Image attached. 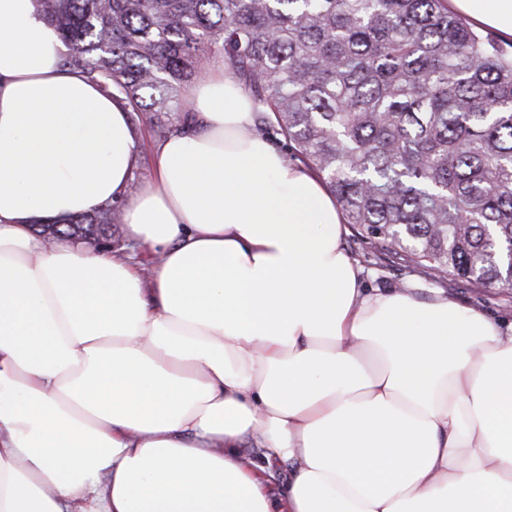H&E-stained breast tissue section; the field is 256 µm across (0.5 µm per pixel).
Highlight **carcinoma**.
Returning <instances> with one entry per match:
<instances>
[{"mask_svg":"<svg viewBox=\"0 0 512 512\" xmlns=\"http://www.w3.org/2000/svg\"><path fill=\"white\" fill-rule=\"evenodd\" d=\"M64 64L145 116L220 55L381 258L512 292V43L448 0H40ZM118 204L55 236L109 240Z\"/></svg>","mask_w":512,"mask_h":512,"instance_id":"obj_1","label":"carcinoma"}]
</instances>
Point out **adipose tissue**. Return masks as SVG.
Instances as JSON below:
<instances>
[{"mask_svg":"<svg viewBox=\"0 0 512 512\" xmlns=\"http://www.w3.org/2000/svg\"><path fill=\"white\" fill-rule=\"evenodd\" d=\"M448 7L512 38V0ZM65 52L0 0V512H512V335L366 288L220 57L130 191L143 140ZM120 199L150 267L30 227Z\"/></svg>","mask_w":512,"mask_h":512,"instance_id":"adipose-tissue-1","label":"adipose tissue"}]
</instances>
